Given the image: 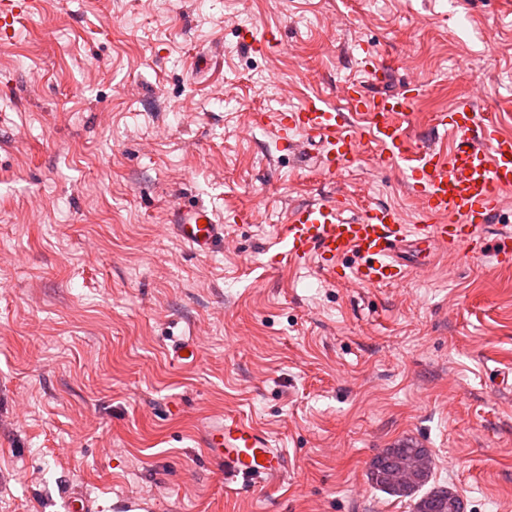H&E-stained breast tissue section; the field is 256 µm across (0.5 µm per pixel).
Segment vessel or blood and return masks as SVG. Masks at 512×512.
<instances>
[{"label":"vessel or blood","instance_id":"b4317fda","mask_svg":"<svg viewBox=\"0 0 512 512\" xmlns=\"http://www.w3.org/2000/svg\"><path fill=\"white\" fill-rule=\"evenodd\" d=\"M35 5L36 0H0V38L10 39ZM351 90L355 98L345 112L311 98L278 113L280 140L287 143L301 134L314 148L321 178L332 180L355 158L362 140L370 139L379 160L401 165L424 221L402 223L383 205L366 206L359 216L348 218L332 198L302 203L281 224L278 236L284 249L272 261L281 266L311 260L349 283L396 284L414 271L416 258L430 251L455 252L497 219L512 194V136L502 132L498 113L478 108L464 95L432 118L434 130L449 135L448 146L421 147L406 128L421 81L406 82L395 93L370 94L360 82ZM172 222L176 234L200 254L210 253L224 236L223 225L200 206L175 210ZM204 445L223 463L228 490L276 477L285 464L272 438L237 415L210 422Z\"/></svg>","mask_w":512,"mask_h":512}]
</instances>
